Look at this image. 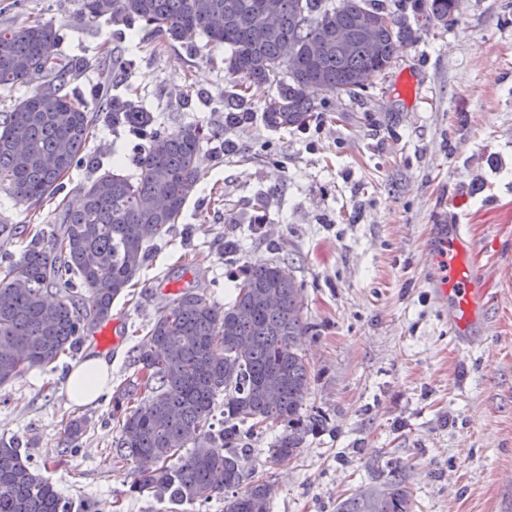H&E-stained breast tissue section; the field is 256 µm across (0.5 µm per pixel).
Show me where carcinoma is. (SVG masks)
<instances>
[{"label":"carcinoma","mask_w":512,"mask_h":512,"mask_svg":"<svg viewBox=\"0 0 512 512\" xmlns=\"http://www.w3.org/2000/svg\"><path fill=\"white\" fill-rule=\"evenodd\" d=\"M459 0H413L421 30L447 26ZM379 13L388 25L367 35L358 20ZM81 24L133 31L158 47L190 33L224 56V126H187L168 133L130 91H117L134 60L119 53L105 62L54 51L50 21L0 30V88L29 93L0 114V188L32 209L53 198L72 169L97 164L86 143L101 115L144 141L89 180L75 210L61 207L49 238L28 225L0 224L7 242L31 236L19 258L0 264V386L33 368L75 352L110 318L112 303L132 286L152 242L178 223L200 179L203 144L261 116L271 131L301 129L336 98L366 91L365 79L395 64L398 48L417 39L407 8L385 0H78ZM350 30L342 52L327 44L329 28ZM90 67L101 80L86 97L70 84ZM272 93L253 102L249 88ZM227 305L203 289L177 293L165 314L133 348L137 382L112 393L118 429L116 456L130 465L129 493L171 504L224 500L223 512H270L272 485L248 478V435L279 427L270 452L297 454L305 437L323 426L304 411L311 371L301 339L314 326L303 316L302 288L274 263L249 265L234 280ZM224 427L213 430L218 397ZM84 415L67 420L66 447L78 448ZM221 441L222 455L212 444ZM189 451H184V448ZM404 466L359 487L336 512H412ZM0 512H72L20 445L0 441Z\"/></svg>","instance_id":"1"}]
</instances>
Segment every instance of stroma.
<instances>
[{
    "label": "stroma",
    "mask_w": 512,
    "mask_h": 512,
    "mask_svg": "<svg viewBox=\"0 0 512 512\" xmlns=\"http://www.w3.org/2000/svg\"><path fill=\"white\" fill-rule=\"evenodd\" d=\"M0 0V28L52 21L71 56L132 57L134 97L162 128L224 123V52L191 46L152 51L110 28L75 21L77 0ZM240 148L227 158L224 141ZM135 138L100 121L87 150L110 168ZM203 176L170 241L154 242L134 295L112 305L109 342L84 352L112 362V385L136 377L132 348L174 293L203 288L232 299L228 269L277 262L302 286L303 340L312 379L305 408L328 419L296 457L274 461L276 430L249 438V467L274 487L272 512H336L387 461L405 467L414 512H512V0H466L458 22L399 49L360 100L341 99L303 129L261 121L204 143ZM266 220L255 224L257 195ZM470 216L474 261L487 304L475 340L458 344L440 300V240ZM63 359L0 386V440L29 461L81 512H221V500L171 506L128 493L129 467L114 459L111 394L79 406ZM90 419L79 451L62 455L68 418Z\"/></svg>",
    "instance_id": "stroma-1"
}]
</instances>
